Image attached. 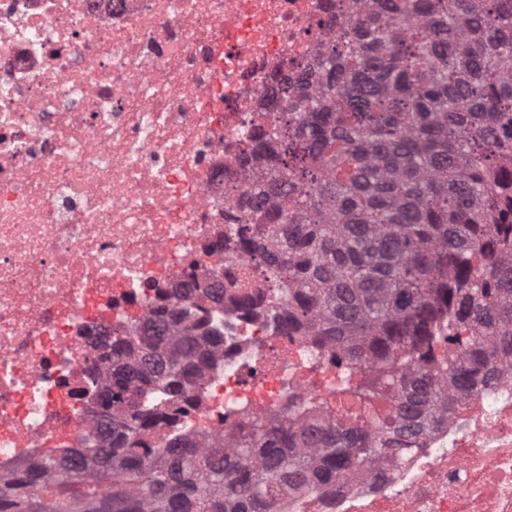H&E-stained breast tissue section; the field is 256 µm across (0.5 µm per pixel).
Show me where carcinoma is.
<instances>
[{"instance_id":"obj_1","label":"carcinoma","mask_w":512,"mask_h":512,"mask_svg":"<svg viewBox=\"0 0 512 512\" xmlns=\"http://www.w3.org/2000/svg\"><path fill=\"white\" fill-rule=\"evenodd\" d=\"M341 43H329L276 97L280 124L253 128L271 159L237 227L287 288L288 331L334 347L387 390L385 416L357 410L300 426L247 421L224 446L169 461L142 448L154 387L185 397L199 338L219 341L202 301L180 309L175 335L149 321L112 337L99 394L112 428V496L65 471L44 492L20 478L0 512H280L290 488L315 490L364 470L448 413L498 361L512 365V0H355Z\"/></svg>"}]
</instances>
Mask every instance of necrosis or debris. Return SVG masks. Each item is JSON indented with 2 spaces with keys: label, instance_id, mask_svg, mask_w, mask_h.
<instances>
[{
  "label": "necrosis or debris",
  "instance_id": "necrosis-or-debris-1",
  "mask_svg": "<svg viewBox=\"0 0 512 512\" xmlns=\"http://www.w3.org/2000/svg\"><path fill=\"white\" fill-rule=\"evenodd\" d=\"M352 0H0V490L85 451L111 485L100 400L107 336L139 333L207 283L276 290L234 230L260 108L340 35ZM224 335L181 413L144 434L198 451L245 412L367 414L344 360L267 303L210 305ZM361 474L292 492L288 512H512V370Z\"/></svg>",
  "mask_w": 512,
  "mask_h": 512
}]
</instances>
